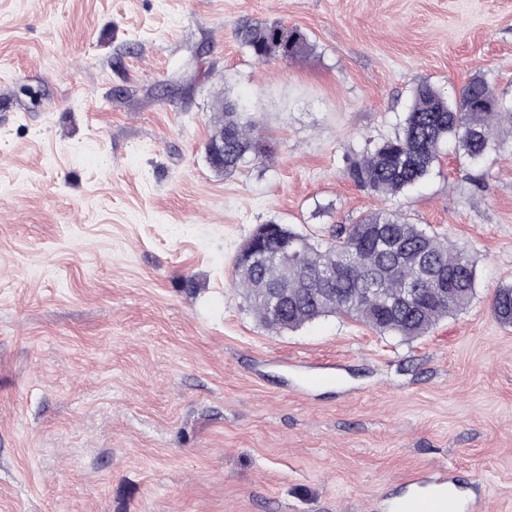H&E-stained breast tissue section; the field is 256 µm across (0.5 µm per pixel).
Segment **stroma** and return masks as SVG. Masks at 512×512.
<instances>
[{"label": "stroma", "mask_w": 512, "mask_h": 512, "mask_svg": "<svg viewBox=\"0 0 512 512\" xmlns=\"http://www.w3.org/2000/svg\"><path fill=\"white\" fill-rule=\"evenodd\" d=\"M245 19L312 49L257 62ZM478 75L512 103V0H0V512H393L436 459L512 512L511 131L477 165L443 144L399 201L476 271L427 335L276 333L234 283L258 225L390 208L347 157L417 84ZM224 96L273 149L231 177L205 153ZM495 318L504 325L512 324V285L496 288L491 301Z\"/></svg>", "instance_id": "1"}]
</instances>
